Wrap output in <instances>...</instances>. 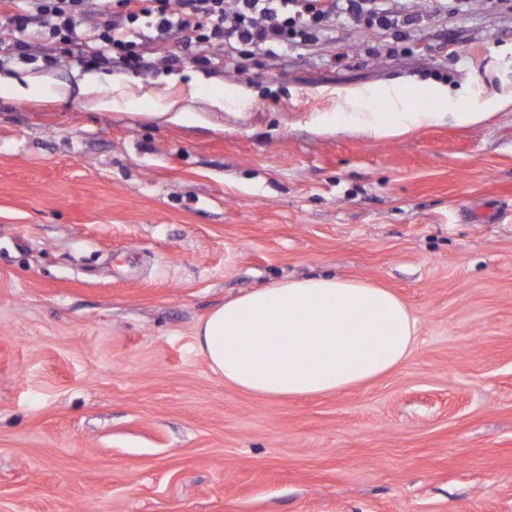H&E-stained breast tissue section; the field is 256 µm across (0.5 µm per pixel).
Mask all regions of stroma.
Masks as SVG:
<instances>
[{"label":"stroma","mask_w":512,"mask_h":512,"mask_svg":"<svg viewBox=\"0 0 512 512\" xmlns=\"http://www.w3.org/2000/svg\"><path fill=\"white\" fill-rule=\"evenodd\" d=\"M388 8L208 65L178 35L138 72L0 67V512H512V0ZM390 91L444 121L316 123ZM315 274L399 295L412 357L288 399L212 373L201 319Z\"/></svg>","instance_id":"1"}]
</instances>
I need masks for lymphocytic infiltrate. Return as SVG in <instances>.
Masks as SVG:
<instances>
[{
	"label": "lymphocytic infiltrate",
	"instance_id": "lymphocytic-infiltrate-1",
	"mask_svg": "<svg viewBox=\"0 0 512 512\" xmlns=\"http://www.w3.org/2000/svg\"><path fill=\"white\" fill-rule=\"evenodd\" d=\"M87 0H0V29L11 42L0 48V64L26 59L42 47L46 58L77 44L84 64L118 65L136 70L144 64L137 25L144 38L164 40L182 33L198 52L230 47L272 48L306 43L336 15L367 25L393 22L384 0H104L122 23L86 26Z\"/></svg>",
	"mask_w": 512,
	"mask_h": 512
}]
</instances>
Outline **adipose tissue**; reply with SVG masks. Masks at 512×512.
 Returning a JSON list of instances; mask_svg holds the SVG:
<instances>
[{
    "label": "adipose tissue",
    "instance_id": "1",
    "mask_svg": "<svg viewBox=\"0 0 512 512\" xmlns=\"http://www.w3.org/2000/svg\"><path fill=\"white\" fill-rule=\"evenodd\" d=\"M351 121L372 136L397 135L444 120L411 112L392 95L387 112L348 99ZM416 320L391 291L361 280L311 275L253 289L212 310L195 338L212 372L248 393L274 398L334 393L382 377L416 346Z\"/></svg>",
    "mask_w": 512,
    "mask_h": 512
}]
</instances>
